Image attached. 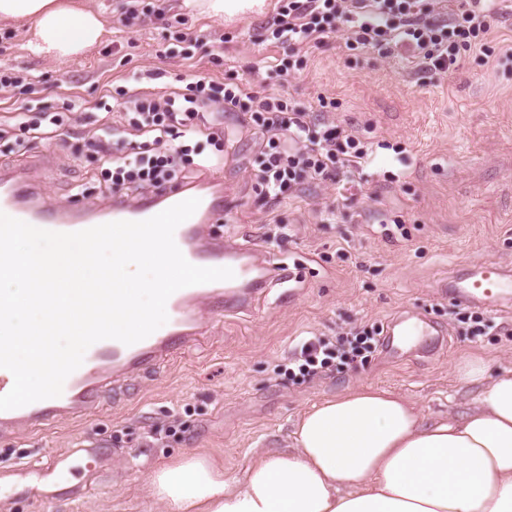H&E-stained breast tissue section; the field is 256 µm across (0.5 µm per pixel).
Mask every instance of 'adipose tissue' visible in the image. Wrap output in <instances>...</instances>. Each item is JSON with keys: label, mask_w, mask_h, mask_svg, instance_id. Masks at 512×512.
<instances>
[{"label": "adipose tissue", "mask_w": 512, "mask_h": 512, "mask_svg": "<svg viewBox=\"0 0 512 512\" xmlns=\"http://www.w3.org/2000/svg\"><path fill=\"white\" fill-rule=\"evenodd\" d=\"M27 49L63 60L95 46L105 21L73 0H0ZM473 407L427 418L401 395L359 388L299 418L292 447L256 454L242 478L212 456L156 467L146 492L164 512H512V368L478 358L458 375Z\"/></svg>", "instance_id": "ef3b65f1"}]
</instances>
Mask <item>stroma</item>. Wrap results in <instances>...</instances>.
Segmentation results:
<instances>
[{"label":"stroma","mask_w":512,"mask_h":512,"mask_svg":"<svg viewBox=\"0 0 512 512\" xmlns=\"http://www.w3.org/2000/svg\"><path fill=\"white\" fill-rule=\"evenodd\" d=\"M102 10L109 26L100 44L71 60L27 51L23 27L0 21V71L32 75L42 105L63 116L69 137L32 140L26 154L0 142V171L35 163L46 200L82 206L74 184L92 204L105 205L102 163L82 135L105 118L99 102L143 73L145 92L187 91L201 78L225 86L251 81L255 91L280 94L289 106L352 129L369 150L354 183L307 184L274 213L284 228L266 239L267 213L253 177L258 136L226 118L224 215L208 232L270 253L284 281H272L246 308L206 318L198 341L137 377L113 383L99 410L40 432L0 437V464L39 465L49 453L100 447L108 457L99 476L75 459L66 475L79 500H46L14 479L0 494V512H162L146 495L150 469L191 452H205L232 477H242L255 452L288 448L300 416L314 403L349 389L393 391L424 416L467 411L473 388L457 368L481 356L512 368V314L485 312L490 327L472 337L458 306L436 291L451 270L496 261L512 267V63L480 64L465 55L447 74L420 73L405 53L343 50V33L308 45L306 70L268 77L266 58L282 56L268 27L275 0L261 11L218 19L184 10L181 0H141L137 19L117 30L125 0H75ZM203 41L194 59L171 54L175 33ZM223 48H215L216 38ZM86 109L70 110L72 97ZM336 215L322 219L326 209ZM407 313L437 322L435 347L404 343L402 358L377 347L363 366L294 382L279 372L294 346L311 336L335 337L353 327H386Z\"/></svg>","instance_id":"1"}]
</instances>
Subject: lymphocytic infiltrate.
<instances>
[{"mask_svg":"<svg viewBox=\"0 0 512 512\" xmlns=\"http://www.w3.org/2000/svg\"><path fill=\"white\" fill-rule=\"evenodd\" d=\"M495 0H460L448 16L434 14L427 0H285L273 18L272 35L290 55L276 60L274 71L301 70V45L321 43L345 29V46L397 49L423 69L445 73L462 53L491 57L486 36L495 15ZM130 86L117 102L118 117L88 129L84 138L108 166L105 187L129 194L164 190L181 179L190 181L223 168L224 156L206 153V145L224 139V115H248L260 135L254 178L266 205L279 203L302 185L355 177L368 160L357 136L344 127L319 126L311 113L288 107L281 98L260 96L245 84L224 89L223 100L197 83L192 95L174 90L146 94L141 78L130 75ZM198 157L194 168L182 164L184 143ZM375 329L359 327L329 339L313 336L295 349L290 362L301 381L321 378L332 366L363 363L375 347Z\"/></svg>","mask_w":512,"mask_h":512,"instance_id":"f902f5d3","label":"lymphocytic infiltrate"}]
</instances>
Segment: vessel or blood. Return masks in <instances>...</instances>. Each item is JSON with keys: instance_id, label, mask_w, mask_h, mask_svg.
<instances>
[{"instance_id": "obj_1", "label": "vessel or blood", "mask_w": 512, "mask_h": 512, "mask_svg": "<svg viewBox=\"0 0 512 512\" xmlns=\"http://www.w3.org/2000/svg\"><path fill=\"white\" fill-rule=\"evenodd\" d=\"M190 198L199 199L200 204L177 227L176 245L191 264L228 267L234 271V278L174 292L166 303L167 322L137 343L126 345L113 339L94 343L82 365L66 379L60 396L0 411V435L21 428L42 430L64 417L95 411L104 386L112 378L144 372L157 359L174 356L202 334L204 324L199 303H206L218 316L244 308L252 294L263 289L277 273L269 260L250 249L208 234V225L224 211V186L218 174H209L196 184L166 188L134 203L116 193L108 205L80 209L48 203L40 186L26 171L0 177V212L55 232H77L116 221L146 220ZM437 288L441 295L458 305L499 311L512 305V270L495 262H480L465 274L439 281ZM69 460V454L59 453L36 468L18 465L14 473L54 489L63 484Z\"/></svg>"}]
</instances>
